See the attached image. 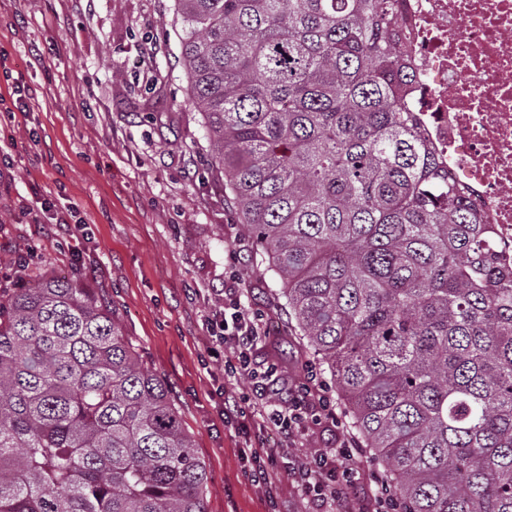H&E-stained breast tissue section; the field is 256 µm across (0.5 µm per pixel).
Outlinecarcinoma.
I'll return each mask as SVG.
<instances>
[{
  "mask_svg": "<svg viewBox=\"0 0 512 512\" xmlns=\"http://www.w3.org/2000/svg\"><path fill=\"white\" fill-rule=\"evenodd\" d=\"M214 162L401 512H512V265L413 108L400 0H174ZM164 379L73 281L0 299V512H207Z\"/></svg>",
  "mask_w": 512,
  "mask_h": 512,
  "instance_id": "cac0c4a2",
  "label": "carcinoma"
}]
</instances>
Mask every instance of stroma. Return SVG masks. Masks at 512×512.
I'll list each match as a JSON object with an SVG mask.
<instances>
[{
    "label": "stroma",
    "instance_id": "stroma-1",
    "mask_svg": "<svg viewBox=\"0 0 512 512\" xmlns=\"http://www.w3.org/2000/svg\"><path fill=\"white\" fill-rule=\"evenodd\" d=\"M172 20L173 0H95L88 11L77 0H0V48L31 106L16 111L0 76V129L24 147L0 183V295L42 275L92 288L144 368L169 383L205 467L208 512H271L223 417L226 352L209 326L231 271L270 329L254 360L280 363L292 382L316 367L325 396H339L290 331L278 286L224 198ZM36 191L73 207L69 237L23 215Z\"/></svg>",
    "mask_w": 512,
    "mask_h": 512
}]
</instances>
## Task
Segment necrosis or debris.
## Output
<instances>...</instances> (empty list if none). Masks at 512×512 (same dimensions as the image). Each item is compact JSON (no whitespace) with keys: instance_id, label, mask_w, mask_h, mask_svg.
I'll list each match as a JSON object with an SVG mask.
<instances>
[{"instance_id":"obj_1","label":"necrosis or debris","mask_w":512,"mask_h":512,"mask_svg":"<svg viewBox=\"0 0 512 512\" xmlns=\"http://www.w3.org/2000/svg\"><path fill=\"white\" fill-rule=\"evenodd\" d=\"M422 71L415 105L448 177L469 188L512 262V0H402Z\"/></svg>"}]
</instances>
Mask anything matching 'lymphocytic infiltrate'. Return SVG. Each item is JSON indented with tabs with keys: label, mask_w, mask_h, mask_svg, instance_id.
Listing matches in <instances>:
<instances>
[{
	"label": "lymphocytic infiltrate",
	"mask_w": 512,
	"mask_h": 512,
	"mask_svg": "<svg viewBox=\"0 0 512 512\" xmlns=\"http://www.w3.org/2000/svg\"><path fill=\"white\" fill-rule=\"evenodd\" d=\"M239 282H231L224 290L223 320L212 323L216 340L229 345L233 359L224 367L228 380H247L249 394L232 390L224 392L225 422H241L251 413H259L263 423L281 432L285 448H293L296 440L310 427L336 420L337 413L330 400L318 394L314 383L316 373L306 381L289 382L278 363L260 365L254 362V348L269 335L261 316L250 313L241 302ZM244 458L253 460L251 476L260 485L271 503H279L280 480L270 472L275 461L274 449L265 447L261 438H248L243 446ZM356 447L347 439H339L332 453L316 454L311 463L292 461L288 480L302 501L314 512H336L337 503L346 501L359 480L356 467Z\"/></svg>",
	"instance_id": "lymphocytic-infiltrate-1"
}]
</instances>
